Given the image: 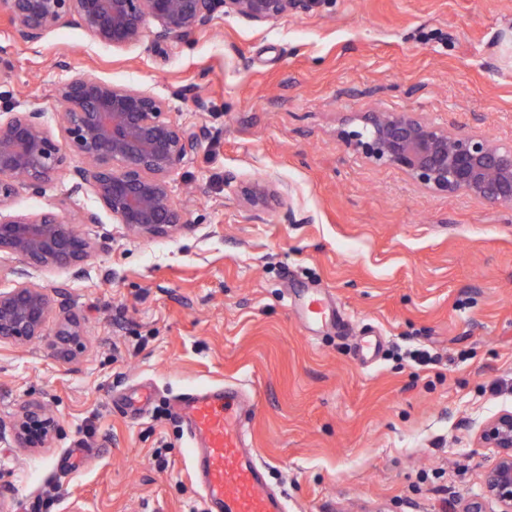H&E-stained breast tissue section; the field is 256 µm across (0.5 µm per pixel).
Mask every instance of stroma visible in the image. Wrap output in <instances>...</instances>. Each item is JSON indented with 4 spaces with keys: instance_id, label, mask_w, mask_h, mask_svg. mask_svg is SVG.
I'll return each instance as SVG.
<instances>
[{
    "instance_id": "obj_1",
    "label": "stroma",
    "mask_w": 512,
    "mask_h": 512,
    "mask_svg": "<svg viewBox=\"0 0 512 512\" xmlns=\"http://www.w3.org/2000/svg\"><path fill=\"white\" fill-rule=\"evenodd\" d=\"M80 71L171 98L200 133L169 178L188 226L141 239L104 212L81 227L89 276L35 273L49 326L70 311L84 336L70 360L50 333L0 345V426L28 404L55 423L43 448L0 440L5 512H199L171 402L225 381L257 399L248 438L287 512H499L479 435L512 411V207L428 191L337 130L379 107L512 146V0H321L265 25L219 12L124 49L71 24L24 44L0 21V87L60 141L56 90ZM258 178L282 200L257 217L238 188ZM71 186L60 174L14 208L96 209ZM312 288L344 329L306 327ZM367 330L385 338L369 367L354 356ZM140 382L156 397L134 417L121 399ZM74 448L88 456L69 471Z\"/></svg>"
}]
</instances>
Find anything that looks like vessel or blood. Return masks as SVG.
<instances>
[{
    "mask_svg": "<svg viewBox=\"0 0 512 512\" xmlns=\"http://www.w3.org/2000/svg\"><path fill=\"white\" fill-rule=\"evenodd\" d=\"M306 309L312 320L339 328L346 324L344 314L322 294H314ZM256 406L236 382L190 390L173 404L194 442L192 477L201 489L204 512H285L248 441Z\"/></svg>",
    "mask_w": 512,
    "mask_h": 512,
    "instance_id": "1",
    "label": "vessel or blood"
}]
</instances>
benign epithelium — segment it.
<instances>
[{
	"mask_svg": "<svg viewBox=\"0 0 512 512\" xmlns=\"http://www.w3.org/2000/svg\"><path fill=\"white\" fill-rule=\"evenodd\" d=\"M315 0H0L4 15L23 43H37L50 31L74 23L97 43L122 49L151 33L154 43L185 39L206 27L213 14L265 24ZM66 133L60 144L43 121V111L0 93V252L18 256L9 270L12 287L0 291V343L21 344L45 335L50 304L29 270L65 267L88 273L93 243L62 216L57 203L33 212L12 209L19 189L34 196L66 167L68 156L83 165L72 170L73 190L91 187L99 206L133 235L160 238L183 224L172 199L169 174L200 147L197 133L169 118L170 100L148 90L78 72L57 88ZM339 137L369 161L394 167L434 193H464L512 206V147L486 134H454L415 112L372 110ZM258 217L281 193L264 181L241 187ZM54 336L67 352L83 336L78 316L68 314ZM51 421L42 410L25 408L13 428L22 448H43ZM480 439L499 449L484 478L485 493L501 512H512V412L487 421Z\"/></svg>",
	"mask_w": 512,
	"mask_h": 512,
	"instance_id": "7a95c632",
	"label": "benign epithelium"
}]
</instances>
